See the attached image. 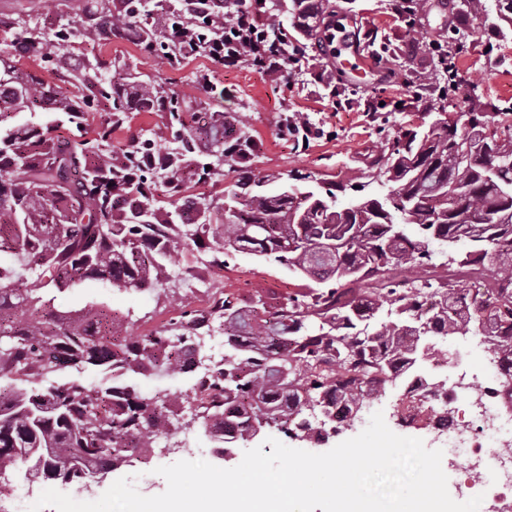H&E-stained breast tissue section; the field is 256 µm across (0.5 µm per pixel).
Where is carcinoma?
I'll list each match as a JSON object with an SVG mask.
<instances>
[{"instance_id":"cac0c4a2","label":"carcinoma","mask_w":512,"mask_h":512,"mask_svg":"<svg viewBox=\"0 0 512 512\" xmlns=\"http://www.w3.org/2000/svg\"><path fill=\"white\" fill-rule=\"evenodd\" d=\"M229 15L201 27L156 0L171 24L192 33L222 32ZM497 18L512 33V0H496ZM336 0H289L294 40L318 56L334 55ZM432 9L429 0L402 5L411 23ZM151 11L120 5L89 12L79 29L51 36L29 31L14 52L58 55L65 41L122 38L136 27L151 31ZM489 19L488 0H456L448 15L455 48L432 53L441 71L464 46L457 20ZM372 57H395L379 33L354 32ZM13 59L0 55V110L44 106L80 123L93 102L64 96L39 76L18 79ZM141 99L113 84L112 120L97 145L64 141L49 127L14 126L0 132V496L24 467L37 476L68 470L69 483L92 486L89 468L110 471L147 458L172 435L168 397L148 396L120 380L87 383L83 372L104 367L119 376L153 368L187 372L209 336L224 331V360L195 389L194 416L226 448L254 438V427L314 444L317 434L355 422L354 413L420 360L440 355L432 338H483L493 362L512 359V124L494 129L487 104L470 101L463 127L442 117L405 129L371 147L358 178L385 179L388 195L337 204L334 192L305 194L309 175L292 176L282 191L255 174L249 127L229 129L216 117L200 133L144 162L145 143L114 149L112 131L129 112L155 109L180 119L181 101L155 80L140 81ZM429 107L448 100V87L419 85ZM216 151L197 167L202 181L233 180L224 190V224L214 258L238 253L271 258L314 285L283 297L272 309L262 297L243 305L228 295L205 309H184L162 328L136 338L122 335L131 313L90 305L61 311L55 292L85 282L117 290H153L172 257L171 243H199L212 225L185 215L182 166L201 139ZM153 173L170 209L158 205ZM445 261L437 264L434 256ZM51 381L33 392L13 382Z\"/></svg>"}]
</instances>
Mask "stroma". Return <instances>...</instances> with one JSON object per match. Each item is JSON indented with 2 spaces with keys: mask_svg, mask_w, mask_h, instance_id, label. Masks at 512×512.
<instances>
[{
  "mask_svg": "<svg viewBox=\"0 0 512 512\" xmlns=\"http://www.w3.org/2000/svg\"><path fill=\"white\" fill-rule=\"evenodd\" d=\"M93 0H0V52L5 37L25 28L52 33L61 25L79 27L92 7ZM387 0H356L355 13L345 20L346 32L355 28L375 29L389 38L403 60L402 66L373 60L367 52L358 51L353 40L336 41V55L331 62L309 56L302 64L293 89L271 82L247 63L224 67L199 57L187 61L181 70L169 67L163 52H144L130 39L89 41L80 37L64 47L60 55L51 58H25L19 68L34 72L65 94H75L70 62L81 61L101 66L113 82L132 85L144 76L167 81L168 89L182 101L180 122L170 121L164 112H133L121 128L112 134L114 146H121L132 137L150 140L155 150L167 152L175 147L188 131L206 125L216 114L231 121L249 125L257 148L256 167L263 175L287 176L301 170L312 173L313 188L326 191L330 185H342L337 195L339 205H347L359 196L382 193L380 183L367 180L363 191L354 184L356 166L372 142L384 140L408 125H418L424 110L423 101L414 92V84L436 80L426 54H413V37L423 34L426 39L447 42L448 15L439 9L415 27H407L386 7ZM468 38L464 51L458 55L456 66L458 86L448 96V117L462 121L468 109V99L480 97L488 104L505 108L512 106V39L496 37L491 23L468 22ZM206 69L211 74L213 91L193 88L195 72ZM358 87L375 104V116H368L364 105L333 92L341 75ZM367 102V103H368ZM110 100L100 99L95 112L89 113L83 126L70 124L66 116L50 110L15 112L14 125H51L62 139L73 142L92 141L102 124L109 118ZM307 113L314 125L320 127L319 137L301 146L281 140L275 128L280 113ZM211 246L195 247L177 243L167 265L171 293L160 291H117L88 282L58 294L56 305L62 310H76L90 304H107L113 309L131 311L135 322L127 328L128 335L142 336L166 323L179 313L180 304L200 309L208 298L229 294L240 303L263 297L275 305L290 292L296 291L299 279L277 263L249 254L239 253L228 266L213 262ZM194 373L176 375L145 374L135 376L137 387L148 395H169L185 399L193 394ZM404 392L403 386L387 390L375 408L382 410L388 427L401 436L422 439L430 449H446L445 438L427 421L408 425L401 423L395 405ZM179 432L176 437L163 438L159 450L144 462H134L120 469L123 477L132 478L137 490L144 495H158L167 483L156 472L157 467L180 460L205 459L214 462L210 435L201 423L192 421L185 407H178Z\"/></svg>",
  "mask_w": 512,
  "mask_h": 512,
  "instance_id": "obj_1",
  "label": "stroma"
}]
</instances>
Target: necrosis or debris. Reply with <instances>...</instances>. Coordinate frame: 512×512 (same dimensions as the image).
Instances as JSON below:
<instances>
[{
	"instance_id": "4bbe7bcc",
	"label": "necrosis or debris",
	"mask_w": 512,
	"mask_h": 512,
	"mask_svg": "<svg viewBox=\"0 0 512 512\" xmlns=\"http://www.w3.org/2000/svg\"><path fill=\"white\" fill-rule=\"evenodd\" d=\"M510 378L512 373L501 370L477 379L460 361L449 367L442 395L453 417L446 432L448 453L456 466L474 471L465 486L494 488L497 499L512 507V420H500L504 383Z\"/></svg>"
}]
</instances>
